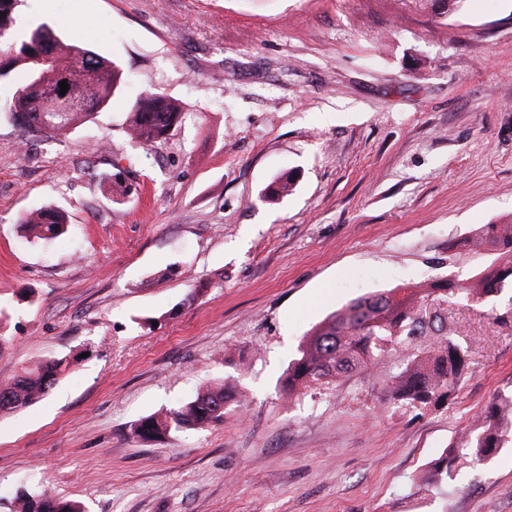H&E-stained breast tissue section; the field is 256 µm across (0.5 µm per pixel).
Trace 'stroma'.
<instances>
[{
  "label": "stroma",
  "mask_w": 512,
  "mask_h": 512,
  "mask_svg": "<svg viewBox=\"0 0 512 512\" xmlns=\"http://www.w3.org/2000/svg\"><path fill=\"white\" fill-rule=\"evenodd\" d=\"M42 22L127 80L62 137L0 114V378L70 363L0 418V512L43 488L85 512H512L510 446L426 478L512 394L507 296L449 306L475 344L447 407L397 406L361 373L281 390L352 300L493 261L466 241L512 219V0H25L21 28ZM147 91L185 109L146 155L122 125ZM288 172L293 193L262 200ZM46 205L67 232L24 237ZM223 381L248 394L223 423L135 434Z\"/></svg>",
  "instance_id": "1"
}]
</instances>
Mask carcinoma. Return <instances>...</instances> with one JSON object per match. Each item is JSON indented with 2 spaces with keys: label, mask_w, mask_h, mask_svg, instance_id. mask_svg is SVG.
<instances>
[{
  "label": "carcinoma",
  "mask_w": 512,
  "mask_h": 512,
  "mask_svg": "<svg viewBox=\"0 0 512 512\" xmlns=\"http://www.w3.org/2000/svg\"><path fill=\"white\" fill-rule=\"evenodd\" d=\"M23 0H0V79L22 69L25 83L14 87L6 102L15 124L28 133L61 136L85 124L106 107L124 82L115 62L90 47L61 41L41 24L26 34L15 28ZM67 81V93L59 83ZM183 107L150 92L131 105L124 123L128 139L150 149L173 132ZM113 200L129 194L122 173L104 179ZM294 182L288 176L274 180L262 193L270 201L288 196ZM21 225L38 239L65 231L64 214L43 207L26 214ZM473 250L497 255L465 284L437 278L359 298L328 317L307 334L299 354L288 366L284 388L293 396L308 383L332 377L341 380L359 371L384 375V389L393 403L422 411L438 410L453 401L467 375L471 344L456 339L448 305L485 303L505 289L512 290V223L483 224L469 241ZM65 360L46 359L0 381V415L21 410L43 398L56 385ZM242 390L229 383L200 390L179 408L140 419L136 433L155 439L224 421L227 403L240 402ZM512 444V395L497 396L480 412L476 427L464 430L434 460L427 478L441 483L459 468L494 455ZM15 512H84L81 503L48 489L22 491Z\"/></svg>",
  "instance_id": "carcinoma-1"
}]
</instances>
